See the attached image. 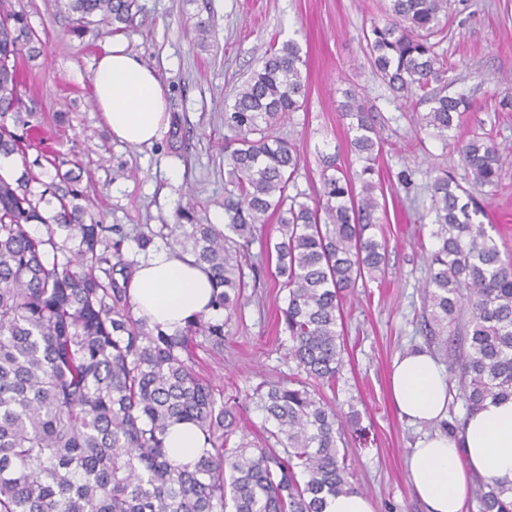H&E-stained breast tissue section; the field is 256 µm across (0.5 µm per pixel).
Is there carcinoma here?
<instances>
[{
  "label": "carcinoma",
  "instance_id": "cac0c4a2",
  "mask_svg": "<svg viewBox=\"0 0 512 512\" xmlns=\"http://www.w3.org/2000/svg\"><path fill=\"white\" fill-rule=\"evenodd\" d=\"M56 2L79 38L92 26L125 33L142 11L139 0ZM384 12L366 32L370 65L393 93L427 104L418 123L446 141L471 108L445 93L448 61L434 43L448 0H386ZM40 44L14 0H0V156L23 167L0 172V512H325L327 497L357 492L338 446L342 416L320 387L335 386L343 363L344 300L387 267L373 233L382 140L367 106L350 91L340 105L362 169L325 156L312 202L288 194L301 153L275 126L304 108L305 60L294 40L270 43L224 112V227L202 223L190 201L177 223L138 235L143 251L160 238L192 255L213 287L215 314L167 333L134 317L121 227L94 218L77 160L39 135L24 102V58ZM33 148L40 157L30 163ZM456 150L473 186L495 184V143L474 134ZM432 211L425 309L453 335L449 366L472 412L512 398V259L483 224L484 206L446 170L433 177ZM265 224L280 234L265 260L276 258L287 291L286 357L298 371L253 393L273 448L244 436L230 444L233 406L182 357L191 336L224 344L256 278L249 246ZM175 422L194 424L209 445L191 470L165 448ZM476 497L480 512H512V481L482 480Z\"/></svg>",
  "mask_w": 512,
  "mask_h": 512
}]
</instances>
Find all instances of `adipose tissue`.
Wrapping results in <instances>:
<instances>
[{
  "label": "adipose tissue",
  "instance_id": "adipose-tissue-1",
  "mask_svg": "<svg viewBox=\"0 0 512 512\" xmlns=\"http://www.w3.org/2000/svg\"><path fill=\"white\" fill-rule=\"evenodd\" d=\"M96 102L114 138L132 146L152 145L167 123V94L156 71L116 43L93 74ZM136 319L148 328L174 332L213 312V290L191 255L165 246L151 248L129 284ZM390 394L401 417L432 424L445 417L448 378L425 350L399 355L390 372ZM166 444L172 458L194 465L206 451L203 435L188 423L172 425ZM407 475L427 512H466L477 480H512V400L489 402L466 416L459 431L425 434L405 461Z\"/></svg>",
  "mask_w": 512,
  "mask_h": 512
}]
</instances>
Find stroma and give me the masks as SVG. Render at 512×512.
Returning a JSON list of instances; mask_svg holds the SVG:
<instances>
[{
    "mask_svg": "<svg viewBox=\"0 0 512 512\" xmlns=\"http://www.w3.org/2000/svg\"><path fill=\"white\" fill-rule=\"evenodd\" d=\"M383 2L141 0L133 31L103 29L81 38L54 0H16V6L44 42L43 54L26 67L43 131L61 152L77 156L95 218L129 232L123 252L130 260L142 256L135 231L175 223L188 198L203 205V218L223 212L224 107L270 39L297 40L307 59L306 106L278 127L302 155L295 192L309 197L319 190L322 155H335L344 169L360 168L339 104L349 88L361 97L383 139L375 169L385 210L374 232L387 244L388 265L385 277L365 282L344 301L346 352L330 400L360 417L357 431L345 434L348 464L374 512H425L408 481L406 454L424 434L457 430L467 408L454 392L438 425L411 424L390 400L389 373L395 357L411 349H429L440 364L448 362L449 345L431 337L424 309V254L432 248L428 173L448 170L463 186L468 177L453 146L419 128L414 107L396 97L368 61L364 33L383 21ZM200 19L211 27L202 45L193 32ZM116 41L156 68L167 90L168 122L149 147L114 140L93 96L97 61ZM438 50L448 60L449 95L472 103L455 137L486 133L504 153L497 186L476 196L502 255L512 256V0H448V34ZM246 295L223 346L196 336L187 355L199 377L233 403L240 426L260 438L264 416L251 399L254 389L291 379L297 369L285 357L288 334L279 315L286 293L273 270H262Z\"/></svg>",
    "mask_w": 512,
    "mask_h": 512,
    "instance_id": "obj_1",
    "label": "stroma"
}]
</instances>
